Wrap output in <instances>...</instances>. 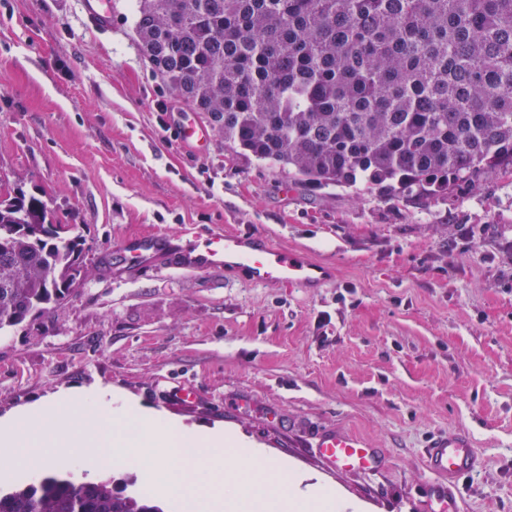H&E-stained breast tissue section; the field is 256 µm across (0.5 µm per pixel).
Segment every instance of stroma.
Masks as SVG:
<instances>
[{
    "label": "stroma",
    "mask_w": 512,
    "mask_h": 512,
    "mask_svg": "<svg viewBox=\"0 0 512 512\" xmlns=\"http://www.w3.org/2000/svg\"><path fill=\"white\" fill-rule=\"evenodd\" d=\"M93 31L81 0H0V177L86 240L80 283L53 314L0 332V417L109 386L189 425L223 426L346 512H512V173L445 200L295 183L210 133L151 70L134 0ZM259 231L333 266L308 293L225 273L124 267L125 238L183 250L210 231ZM201 398L186 402L185 388ZM336 427L378 449L373 472L313 446ZM468 430L483 463L450 484L431 436ZM175 137L183 145L195 146L204 143L208 138V133L202 126L179 122L175 128Z\"/></svg>",
    "instance_id": "1"
}]
</instances>
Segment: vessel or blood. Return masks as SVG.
I'll list each match as a JSON object with an SVG mask.
<instances>
[{"label": "vessel or blood", "mask_w": 512, "mask_h": 512, "mask_svg": "<svg viewBox=\"0 0 512 512\" xmlns=\"http://www.w3.org/2000/svg\"><path fill=\"white\" fill-rule=\"evenodd\" d=\"M83 10L93 27L109 29L112 12L103 0H82ZM164 234L134 235L127 238L121 252L127 266L151 269L158 256L167 249ZM189 267L196 272H243L257 283L274 282L289 288H319L332 279L331 268L308 260L301 254L276 247L260 233H209L203 251L191 257ZM322 455L334 466L365 471L375 470L379 454L366 442L351 433H321L316 442ZM426 466L434 473L457 479L473 470L482 459L466 431L459 430L431 440L426 453Z\"/></svg>", "instance_id": "1"}]
</instances>
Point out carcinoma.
I'll list each match as a JSON object with an SVG mask.
<instances>
[{
	"label": "carcinoma",
	"instance_id": "carcinoma-1",
	"mask_svg": "<svg viewBox=\"0 0 512 512\" xmlns=\"http://www.w3.org/2000/svg\"><path fill=\"white\" fill-rule=\"evenodd\" d=\"M154 72L224 146L319 186L446 198L512 172V0H136ZM0 178V331L49 315L84 242ZM0 512H164L130 477L0 481Z\"/></svg>",
	"mask_w": 512,
	"mask_h": 512
}]
</instances>
